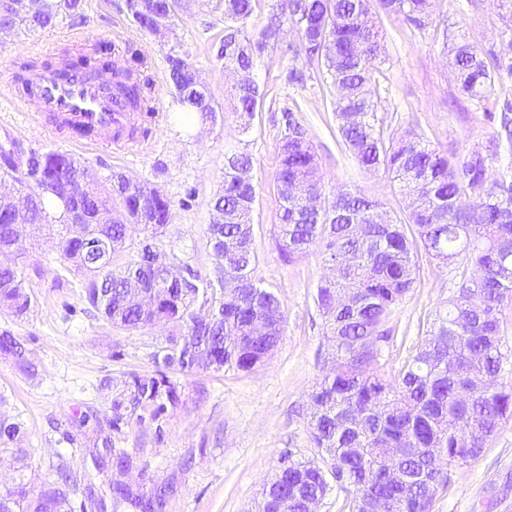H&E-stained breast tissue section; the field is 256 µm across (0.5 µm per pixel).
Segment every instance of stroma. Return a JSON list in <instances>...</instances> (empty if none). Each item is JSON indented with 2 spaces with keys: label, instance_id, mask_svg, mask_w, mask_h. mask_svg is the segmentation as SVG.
<instances>
[{
  "label": "stroma",
  "instance_id": "35a3bbf8",
  "mask_svg": "<svg viewBox=\"0 0 512 512\" xmlns=\"http://www.w3.org/2000/svg\"><path fill=\"white\" fill-rule=\"evenodd\" d=\"M84 14L81 20L64 17L29 37L0 38V87L11 80L17 59L43 58L45 46L67 36L75 48L101 35L116 49L132 44L147 55L158 116L148 123L135 113L134 125L148 127V135L121 149L87 150L80 157L100 177L122 172L162 188L172 203V219L156 242L176 266L214 277L206 228L214 217L212 199L224 181V157L244 152L253 159L252 176L259 186L252 216L253 276L282 304V340L255 372H173L182 386L179 407L159 421L124 427L114 438L116 447L131 456L125 483L146 491L168 487L163 512H253L281 457L316 458L308 394L332 368L325 318L317 303V290L328 274L323 250L317 245L288 261L276 243L274 176L284 134L282 115L261 109L249 131L241 132L230 109L234 77L216 58L224 34L222 0H192L189 10L176 12L174 33L166 38L140 31L125 0H86ZM431 18L421 30L400 16L380 19L386 61L376 76L375 93L384 131L393 137L414 132L445 154L487 146L499 131L489 114L498 100L512 98V78L497 82L490 102L461 97L442 32L453 31L497 52L512 45V32L504 31L492 0H433ZM297 41L296 31L286 29L282 46L258 63L256 77L282 104L298 105L297 118L315 147L325 195L347 189L378 200L389 218L405 217L406 201L389 176L365 170L345 151L333 112L335 90L311 73L303 55L287 52V44ZM173 51L194 64L219 105L214 120L197 117L185 124L166 118L172 102L166 57ZM292 71L302 74L301 82L289 83ZM32 109L28 103L23 111H14L0 98V140L9 136L27 148L70 152L64 139L30 125ZM13 260L33 306L19 317L0 311V332L19 338L38 371L27 375L12 358L0 355V419L23 427L17 447L0 450V492L22 478L31 493H38L56 482V468L62 464L69 475L64 491L72 512H139L132 502L112 499L108 482L113 468H97L92 456L96 435L80 427L78 417L90 408L109 411V379L127 372L155 374L156 347L181 330L173 323L121 329L103 320L85 299V277L64 262L51 240L36 243L24 237ZM456 281L453 268L421 258L416 283L391 323L392 339L383 344L375 364L378 372L398 375L410 347L423 337L419 321L446 308ZM448 477L433 512H512V418L502 422L477 459L449 467Z\"/></svg>",
  "mask_w": 512,
  "mask_h": 512
}]
</instances>
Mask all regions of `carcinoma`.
Returning <instances> with one entry per match:
<instances>
[{
    "instance_id": "obj_1",
    "label": "carcinoma",
    "mask_w": 512,
    "mask_h": 512,
    "mask_svg": "<svg viewBox=\"0 0 512 512\" xmlns=\"http://www.w3.org/2000/svg\"><path fill=\"white\" fill-rule=\"evenodd\" d=\"M85 0H60L54 12L43 0H27L28 9L12 18L0 13V25L25 35L37 32L62 15H82ZM144 8L133 21L145 31L167 13V0H140ZM259 0H228L224 4V68L244 80L236 88L234 112L250 119L263 104L282 113L285 131L278 148L275 189L279 200V249L293 260L312 247L323 248L333 267L331 279L318 289L317 301L327 320L334 348L333 375L309 394L311 436L321 462L281 458L263 492L258 512H304L303 500L326 498L338 489L352 494L349 512H432L437 492L448 487L445 466H464L476 459L501 422L512 417V345L502 329V309L512 304V169L488 178L489 161L500 142L448 156L408 132L385 138L373 100L378 64L385 61L374 16H401L423 29L430 20V0H282L267 24L255 35L247 22ZM299 36L296 52L336 92L334 112L346 150L369 171L384 169L408 198L407 222L374 223L380 203L342 191L326 201L316 216L306 213L293 185L323 194L316 155L298 121V108L266 98L255 78L259 60L282 40L284 25ZM451 45L450 65L458 91L478 103L486 100L495 81L512 77V51L495 52L442 32ZM123 79L113 82V96L141 112H154L153 79L138 50H126ZM172 106L180 113H216L205 85L168 66ZM82 162L64 152L24 151L16 140L0 145V308L22 316L32 306L16 267L11 263L13 229L8 207L18 187L29 185L31 223L58 236L65 262L88 277L86 298L115 327L136 329L162 322L185 331L154 352L163 366L153 376L131 372L112 382V417L95 410L82 422L94 421L105 456L117 466L130 462L116 450L105 428L116 432L145 418L160 419L180 403L181 386L166 370L253 371L278 347L285 315L276 295L252 285L242 292L238 278L250 275L256 263L252 247V214L258 186L240 178L251 171L246 153L226 156L224 182L214 200L224 209V251L206 230L215 260V277L205 282L189 268L172 279L155 306H143L128 288L135 280L143 291L157 286L158 274L128 262L112 268V255L126 247L130 225L97 224L98 240H84L85 228L68 223L57 182ZM469 199L463 206L461 199ZM112 206V189L91 198L85 211L94 215ZM171 202L154 200L149 228L152 236L170 223ZM432 259L459 269L448 308L429 322L425 338L395 378L372 370L389 340L388 323L414 287L418 247ZM0 353L30 372L22 344L9 331L0 333ZM21 426L0 420V447L18 441ZM112 493L141 512L163 507L165 491L135 493L116 481ZM66 495L47 487L35 495L23 484L0 494V512H67Z\"/></svg>"
}]
</instances>
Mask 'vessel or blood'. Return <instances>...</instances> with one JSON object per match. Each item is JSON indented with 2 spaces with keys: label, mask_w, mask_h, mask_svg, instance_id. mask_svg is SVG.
<instances>
[{
  "label": "vessel or blood",
  "mask_w": 512,
  "mask_h": 512,
  "mask_svg": "<svg viewBox=\"0 0 512 512\" xmlns=\"http://www.w3.org/2000/svg\"><path fill=\"white\" fill-rule=\"evenodd\" d=\"M25 83L27 92L10 89L8 99L18 104L35 98L37 122L53 133L71 131L70 144L78 150L115 145L117 132L132 123L124 107L102 93L96 81L84 76L65 80L56 68L49 67L28 72Z\"/></svg>",
  "instance_id": "1"
}]
</instances>
